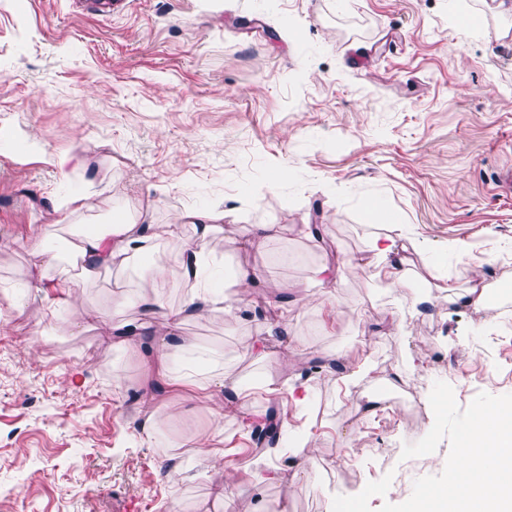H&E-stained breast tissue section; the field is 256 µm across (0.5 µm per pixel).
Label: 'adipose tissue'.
Instances as JSON below:
<instances>
[{"label":"adipose tissue","instance_id":"ef3b65f1","mask_svg":"<svg viewBox=\"0 0 512 512\" xmlns=\"http://www.w3.org/2000/svg\"><path fill=\"white\" fill-rule=\"evenodd\" d=\"M90 197V191L83 190L59 198L52 209L51 223L31 225L26 240V253L36 271L30 282L31 290L44 302L48 315H55L57 309L64 306L75 311L74 323L78 326L85 321L79 312L78 292L71 288L59 293L56 283L47 278V270L56 266L58 258L47 249L46 243L66 230L72 219L89 207ZM223 220V213L215 210L183 213L171 224L129 220L93 232L76 233L69 242L70 265L84 281L115 267H127L152 253L160 243L170 242L176 246L182 286L187 292L185 300L177 306L168 304L162 293L165 273L163 269H154L142 291L131 300L140 313L139 318L113 325L115 343L131 350L142 342H150L152 357L160 370L168 373L169 384L188 388L211 401L212 412L218 419L223 416V401L216 398L215 389L231 392L235 403L239 404L243 401L240 382L224 373L202 379L191 372L172 375L168 369L172 352L191 347V338L179 333L184 320L223 307V294L209 290L202 278V262L210 254L212 239ZM187 226L192 229L188 237L183 234ZM409 238L408 225L395 224L390 234L371 242L370 249L377 259V275L390 287H401L406 278L402 252Z\"/></svg>","mask_w":512,"mask_h":512}]
</instances>
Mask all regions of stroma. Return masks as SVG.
<instances>
[{
  "instance_id": "stroma-1",
  "label": "stroma",
  "mask_w": 512,
  "mask_h": 512,
  "mask_svg": "<svg viewBox=\"0 0 512 512\" xmlns=\"http://www.w3.org/2000/svg\"><path fill=\"white\" fill-rule=\"evenodd\" d=\"M0 0V512H380L416 479L441 474V441L425 467L406 470L404 445L432 428L429 401L400 405L396 385L422 394L452 385L459 407L475 394L512 393V300L473 310L448 288L482 273L512 289V0ZM91 186L75 230L148 214L152 223L223 211L212 278L232 304L187 319L184 335L212 373L253 384L249 410L310 432L317 468L264 475L266 445L225 409L224 458L237 486L214 501L220 476L197 453L209 432L203 402L159 390L148 355L116 350L105 323L42 320L28 294L23 249L54 200ZM413 227L408 285L390 288L366 255L390 222ZM275 224L276 247H244L253 225ZM323 227L322 239L305 225ZM463 257L443 255L448 240ZM359 255L337 284L317 266ZM163 294L184 300L175 252L79 286L86 313L123 318L150 268ZM266 279L252 292L239 269ZM288 316L287 336L255 337L253 318ZM38 350L25 346L36 332ZM370 361L369 379L343 367ZM276 394L260 390V383ZM307 384L300 410L290 385ZM382 396L386 410L366 412ZM161 424L140 435V401ZM179 454L189 477L162 475Z\"/></svg>"
}]
</instances>
